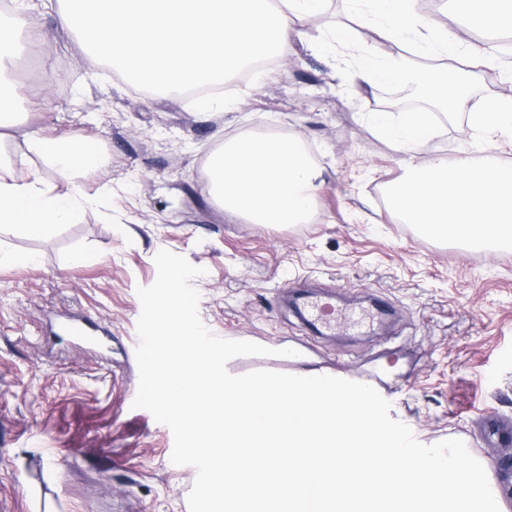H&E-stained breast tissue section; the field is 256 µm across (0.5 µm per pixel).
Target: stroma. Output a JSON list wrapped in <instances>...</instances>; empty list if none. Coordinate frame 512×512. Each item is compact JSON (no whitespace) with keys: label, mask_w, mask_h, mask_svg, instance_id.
I'll list each match as a JSON object with an SVG mask.
<instances>
[{"label":"stroma","mask_w":512,"mask_h":512,"mask_svg":"<svg viewBox=\"0 0 512 512\" xmlns=\"http://www.w3.org/2000/svg\"><path fill=\"white\" fill-rule=\"evenodd\" d=\"M27 2L47 40L31 38L18 62V122L0 130V153L15 177L75 192L82 207L39 235L0 224V512H189L196 475L172 463L171 430L131 395L137 289L155 281L163 249L204 268L194 285L212 333L273 348L232 359L231 374L317 370L371 385L420 443L463 440L489 471L500 512H512L499 478L512 439V249L427 240L388 208L405 154L374 115L398 83L360 85L340 55L298 42L288 66L230 93L233 110L200 112L179 94L135 92L92 62L57 20L56 0ZM338 26L381 52L351 0H326L307 31L320 41ZM466 39L494 46L499 58L460 57L468 92L454 113L439 114L414 159L490 151L512 164L507 138L461 132L481 101L512 99V43L473 32ZM33 130L96 139L103 170L49 165L28 147ZM296 132L318 155L319 223L251 224L211 199L206 164L224 142ZM15 252L38 262L4 261ZM292 287L335 296L327 335H312L289 311ZM375 295L396 309L390 326L373 317ZM71 314L111 331V349L60 335ZM285 348L292 356H282Z\"/></svg>","instance_id":"obj_1"}]
</instances>
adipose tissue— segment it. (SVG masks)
<instances>
[{
  "label": "adipose tissue",
  "mask_w": 512,
  "mask_h": 512,
  "mask_svg": "<svg viewBox=\"0 0 512 512\" xmlns=\"http://www.w3.org/2000/svg\"><path fill=\"white\" fill-rule=\"evenodd\" d=\"M60 23L76 33L94 60L105 61L125 82L153 91L223 85L227 75L267 56L288 62L300 23L320 11L322 0H62ZM386 41L414 39L448 57L464 52V33L426 24L417 0H352ZM32 27L24 18L0 16V125L12 121L18 97L6 77ZM356 79L415 80L446 110L467 87L455 74L412 76L403 60L365 52L345 31L328 34ZM433 113L407 112L399 122L381 120L382 131L403 152H418L434 133ZM28 145L66 172L103 166L99 144L89 138L51 139L30 132ZM0 155V223L39 233L71 221L81 206L74 193L50 194L36 182L10 176ZM205 188L224 210L254 224H301L315 207L317 170L299 134L288 138L247 135L225 143L207 164ZM387 204L405 223L431 238H452L472 248L512 244V166L486 155L459 163L406 161Z\"/></svg>",
  "instance_id": "1"
}]
</instances>
